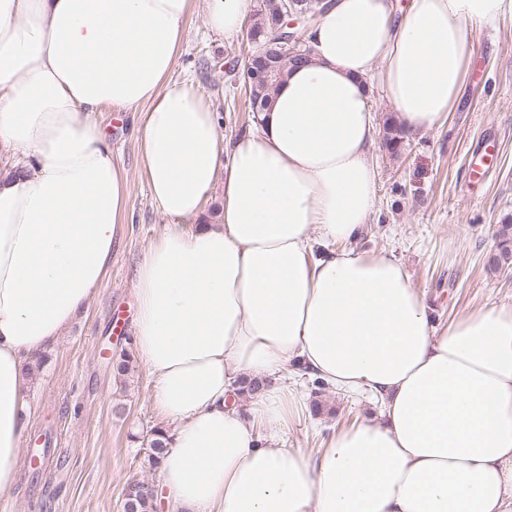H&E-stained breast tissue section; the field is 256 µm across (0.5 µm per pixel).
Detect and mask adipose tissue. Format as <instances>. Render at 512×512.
Here are the masks:
<instances>
[{
  "label": "adipose tissue",
  "mask_w": 512,
  "mask_h": 512,
  "mask_svg": "<svg viewBox=\"0 0 512 512\" xmlns=\"http://www.w3.org/2000/svg\"><path fill=\"white\" fill-rule=\"evenodd\" d=\"M196 2L0 0V497L28 369L102 286L128 221L129 177L95 120L110 107L136 113L166 219L137 264L134 336L166 420L170 512H512V306L436 329L394 257L338 247L377 208L371 83L406 130L435 127L512 0H325L308 63L228 141L171 79ZM252 10L206 0V24L230 37ZM293 370L379 397L380 416L287 447ZM245 379L262 386L243 404Z\"/></svg>",
  "instance_id": "ef3b65f1"
}]
</instances>
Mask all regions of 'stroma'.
<instances>
[{"label": "stroma", "instance_id": "35a3bbf8", "mask_svg": "<svg viewBox=\"0 0 512 512\" xmlns=\"http://www.w3.org/2000/svg\"><path fill=\"white\" fill-rule=\"evenodd\" d=\"M252 51L244 34L211 33L204 5L186 22L173 77L212 101L228 139L252 126L243 79ZM470 67L473 76L443 125L403 134L394 150L377 145L378 206L351 243L370 257L394 256L432 307L439 329L479 308L512 305V267L487 265L498 251L500 224L512 216L511 16L479 34ZM95 119L129 175L132 222L115 245L98 294L47 352L30 384L35 412L23 446L33 447L45 434L50 453L39 476L21 470L13 494L0 497V512H123L128 481L154 486L159 480L146 461L149 431L163 423L152 382L137 364L116 376L112 355L130 346L114 321L133 323L137 263L165 219L139 175L133 113L107 108ZM488 150L493 168L485 178H471L469 155ZM298 383L306 408L284 433L288 447L317 451L336 430L376 413L365 396L317 387L308 376Z\"/></svg>", "mask_w": 512, "mask_h": 512}]
</instances>
